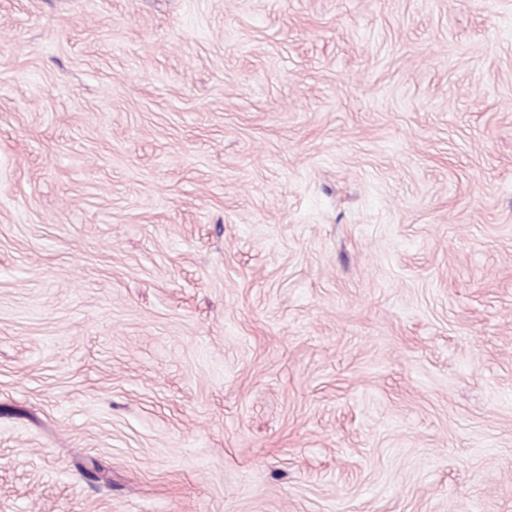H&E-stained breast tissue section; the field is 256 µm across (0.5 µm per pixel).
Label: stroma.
<instances>
[{
	"label": "stroma",
	"mask_w": 512,
	"mask_h": 512,
	"mask_svg": "<svg viewBox=\"0 0 512 512\" xmlns=\"http://www.w3.org/2000/svg\"><path fill=\"white\" fill-rule=\"evenodd\" d=\"M0 512H512V0H0Z\"/></svg>",
	"instance_id": "stroma-1"
}]
</instances>
